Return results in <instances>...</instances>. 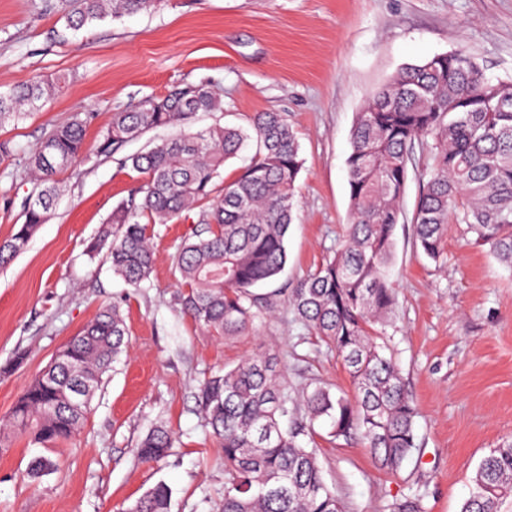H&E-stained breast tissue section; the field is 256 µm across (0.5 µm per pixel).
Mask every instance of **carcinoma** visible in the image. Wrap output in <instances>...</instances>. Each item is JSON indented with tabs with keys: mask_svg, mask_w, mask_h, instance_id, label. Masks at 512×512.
<instances>
[{
	"mask_svg": "<svg viewBox=\"0 0 512 512\" xmlns=\"http://www.w3.org/2000/svg\"><path fill=\"white\" fill-rule=\"evenodd\" d=\"M159 3L54 0L52 8L78 31L108 17L151 12ZM57 90V84L35 78L0 92V127L23 119ZM222 111L224 100L210 85H178L113 113L98 152L109 153L154 128L185 125L199 112ZM91 119L75 114L25 157L39 191L24 205L19 230L0 242L1 267L51 214L60 195L57 175L85 153ZM251 143L250 165L214 195L224 165ZM417 143L427 146L432 165L412 217L416 248L439 261L449 225L463 224L512 269V80L487 79L463 49L402 67L368 98L352 128L343 246L287 292L295 320L341 358L352 393L310 383L293 395L274 351L206 378L199 389L204 427L224 458L219 512H344L311 447L320 418L330 421L336 438L360 433L376 468L389 473H399L417 448V409L399 364L379 342L394 305L387 272ZM126 164L143 178L139 195L112 210L87 255L107 249L113 273L139 288L154 264L148 226L170 224L198 208L203 228L174 256L184 288L178 304L214 336L247 335L272 308L253 288L276 279L287 263L286 240L304 165L287 119L262 112L247 127L216 123L200 132L183 131L128 156ZM127 347L120 307L102 308L0 417V452L18 435L45 448L78 435L104 375ZM175 441L174 433L159 425L134 453L142 462H158ZM511 496L512 441L482 459L461 512H499ZM171 501V488L160 481L122 512H170ZM387 512H426L423 496L396 499Z\"/></svg>",
	"mask_w": 512,
	"mask_h": 512,
	"instance_id": "carcinoma-1",
	"label": "carcinoma"
}]
</instances>
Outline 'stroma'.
<instances>
[{"label":"stroma","mask_w":512,"mask_h":512,"mask_svg":"<svg viewBox=\"0 0 512 512\" xmlns=\"http://www.w3.org/2000/svg\"><path fill=\"white\" fill-rule=\"evenodd\" d=\"M465 49L487 79H512V0H161L156 10L66 29L43 0H0V90L32 78L65 77L41 110L0 127L13 152L0 156V240L24 221L34 188L25 156L74 113H91L87 153L59 175L61 195L25 249L0 268V415L99 309L117 303L130 347L104 377L74 441L43 448L14 439L0 454V512H118L158 482L172 512H202L224 495V459L203 428L199 384L245 357L280 352L288 379L348 388L340 358L296 322L284 303L245 336L210 335L182 313L174 255L198 227L191 210L155 226L149 279L133 288L104 256L89 258L113 208L142 182L125 167L156 128L99 153L115 112L179 83H210L224 109L197 114L192 128L248 125L259 112L286 116L301 145L288 264L276 293L341 246L349 213L346 159L357 112L400 68ZM431 160L416 148L408 166L389 268L395 305L388 333L417 406L418 446L395 475L377 470L359 437L335 438L314 424L319 460L345 512H385L419 493L426 512H460L480 461L512 440V270L451 225L444 259L417 251L411 218ZM158 424L179 444L158 464L134 450ZM55 467L28 477L30 460Z\"/></svg>","instance_id":"35a3bbf8"}]
</instances>
